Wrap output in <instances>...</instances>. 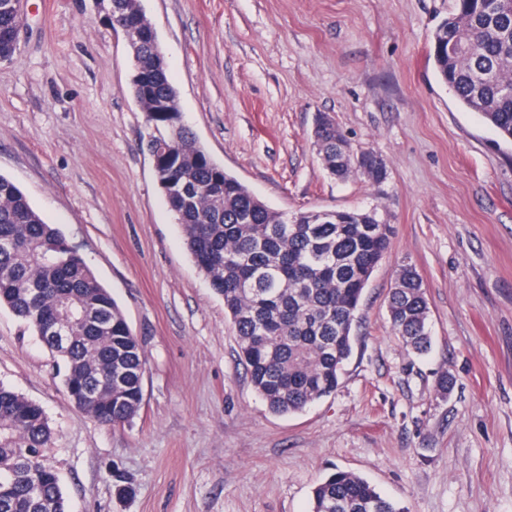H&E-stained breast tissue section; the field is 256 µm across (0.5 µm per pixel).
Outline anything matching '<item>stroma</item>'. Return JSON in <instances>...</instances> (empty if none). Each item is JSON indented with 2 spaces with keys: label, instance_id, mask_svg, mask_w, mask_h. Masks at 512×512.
Here are the masks:
<instances>
[{
  "label": "stroma",
  "instance_id": "35a3bbf8",
  "mask_svg": "<svg viewBox=\"0 0 512 512\" xmlns=\"http://www.w3.org/2000/svg\"><path fill=\"white\" fill-rule=\"evenodd\" d=\"M141 4L184 123L227 172L274 210L375 205L396 233L336 392L273 413L141 148L132 51L110 0H25L19 48L0 62V174L77 245L146 359L137 417L99 424L0 308V382L48 416L45 459L70 512H308L338 468L403 512H512V143L460 106L429 59L453 0ZM320 114L385 159L384 182L327 173L312 139ZM407 263L429 303L424 355L387 312ZM115 470L131 493L107 481Z\"/></svg>",
  "mask_w": 512,
  "mask_h": 512
}]
</instances>
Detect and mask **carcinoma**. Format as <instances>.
<instances>
[{"label": "carcinoma", "mask_w": 512, "mask_h": 512, "mask_svg": "<svg viewBox=\"0 0 512 512\" xmlns=\"http://www.w3.org/2000/svg\"><path fill=\"white\" fill-rule=\"evenodd\" d=\"M20 0H0V62L17 50ZM135 21L130 93L157 132L141 145L182 228L187 251L224 300L238 356L259 396L295 414L334 394L353 352L366 285L389 252L394 226L378 208L318 211L287 221L224 170L181 123L179 95L140 0H111ZM434 70L468 112L512 141V0H455L429 50ZM167 108L157 111L158 106ZM314 146L337 179L376 180L378 155L357 152L334 122L316 124ZM0 306L7 307L63 364L71 404L102 425L131 423L143 403L145 361L138 338L79 249L0 174ZM391 327L414 352L431 347L429 303L410 264L388 301ZM72 325L57 347L46 328ZM54 431L44 410L0 384V512H68L58 472L45 462ZM310 512H402L359 475L340 469L312 492Z\"/></svg>", "instance_id": "carcinoma-1"}]
</instances>
